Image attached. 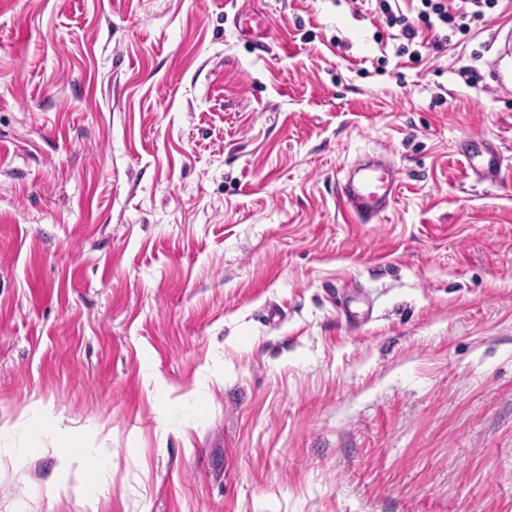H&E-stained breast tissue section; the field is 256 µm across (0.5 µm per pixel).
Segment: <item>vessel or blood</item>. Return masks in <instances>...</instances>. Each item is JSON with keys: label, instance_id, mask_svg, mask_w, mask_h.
Returning <instances> with one entry per match:
<instances>
[{"label": "vessel or blood", "instance_id": "vessel-or-blood-1", "mask_svg": "<svg viewBox=\"0 0 512 512\" xmlns=\"http://www.w3.org/2000/svg\"><path fill=\"white\" fill-rule=\"evenodd\" d=\"M483 162H476L474 154H466L472 162L473 171L479 179H495L501 163L493 148H486ZM399 188L398 171L384 156H368L352 166L345 177L342 202L345 209L360 223L376 222L394 202Z\"/></svg>", "mask_w": 512, "mask_h": 512}]
</instances>
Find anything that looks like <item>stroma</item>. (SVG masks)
<instances>
[{
  "mask_svg": "<svg viewBox=\"0 0 512 512\" xmlns=\"http://www.w3.org/2000/svg\"><path fill=\"white\" fill-rule=\"evenodd\" d=\"M399 6L0 0V512H512V0ZM380 12L385 16L387 24L390 28L395 26L399 27V34L402 39L407 43L400 46L399 54L408 55L409 59L418 62L422 59V55L418 49L410 50L413 45L414 39L417 37L416 28L410 24L408 17H406L396 6V11L393 10L390 0H377ZM422 5L427 10H421L419 15L428 26L432 27L431 14L435 15L438 21L446 25L448 33L443 35L440 40L435 41L434 48L438 49L442 43H448L452 37L457 35L466 36L477 25H485L488 20L485 18L483 7L487 6L489 0H461V4L454 9L448 7L445 0H422ZM468 4L472 9L468 10ZM485 153L487 158L480 165L474 162L477 156H481L480 154L475 155L467 152L463 156L466 159L467 166L474 171L480 180H492L499 175L501 163L496 150L492 147H485ZM398 188L395 165L383 155L368 156L348 170L341 199L361 224H372L394 202Z\"/></svg>",
  "mask_w": 512,
  "mask_h": 512,
  "instance_id": "stroma-1",
  "label": "stroma"
}]
</instances>
